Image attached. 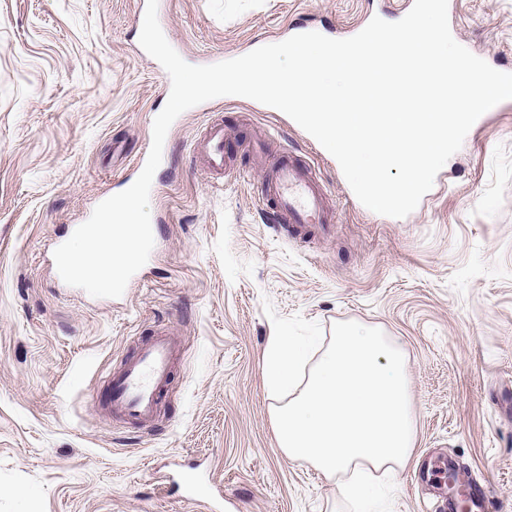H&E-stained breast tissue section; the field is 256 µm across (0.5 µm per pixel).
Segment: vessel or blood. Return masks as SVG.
Listing matches in <instances>:
<instances>
[{
    "label": "vessel or blood",
    "instance_id": "b4317fda",
    "mask_svg": "<svg viewBox=\"0 0 512 512\" xmlns=\"http://www.w3.org/2000/svg\"><path fill=\"white\" fill-rule=\"evenodd\" d=\"M208 171L224 172L231 168L232 157L224 147V125L211 124L202 145ZM266 199L276 203L283 223L305 228L323 223L325 193L311 169L289 160L277 161L261 185ZM179 350L177 336L160 332L142 342L136 354L108 382V408L113 417L147 424L160 406V390L166 384L172 362ZM451 512H497L498 506L489 487L471 482L450 499Z\"/></svg>",
    "mask_w": 512,
    "mask_h": 512
}]
</instances>
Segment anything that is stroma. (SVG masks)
<instances>
[{"mask_svg": "<svg viewBox=\"0 0 512 512\" xmlns=\"http://www.w3.org/2000/svg\"><path fill=\"white\" fill-rule=\"evenodd\" d=\"M143 0H0V512H334L341 482L280 448L264 311L355 321L404 355L416 438L392 512H435L429 461L486 481L512 512V99L486 112L407 217L363 206L337 160L285 113L225 96L170 127L150 193L161 242L118 298L63 282L54 250L136 175L169 90L141 52ZM405 0H166L186 62L239 56L306 23L343 34ZM454 38L512 69V0H451ZM224 124L234 171L193 147ZM270 159L311 166L328 223L300 234L259 201ZM167 330L182 350L147 426L112 418L108 377Z\"/></svg>", "mask_w": 512, "mask_h": 512, "instance_id": "35a3bbf8", "label": "stroma"}]
</instances>
